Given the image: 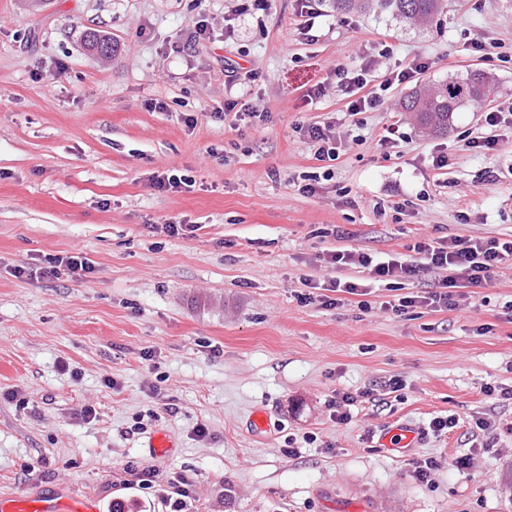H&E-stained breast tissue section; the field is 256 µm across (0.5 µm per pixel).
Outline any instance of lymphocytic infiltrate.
<instances>
[{
    "mask_svg": "<svg viewBox=\"0 0 512 512\" xmlns=\"http://www.w3.org/2000/svg\"><path fill=\"white\" fill-rule=\"evenodd\" d=\"M430 60L415 59L407 66L397 67L385 74L378 90L367 91L368 69L348 70L336 68V84L349 94L348 115L383 105L384 91L390 87L412 82L416 74L429 69ZM416 254L421 255V263L400 260L395 256L378 257L353 249L332 250L326 257L328 264L336 267L355 266L364 269L375 280L409 281L420 275L423 268L432 267L446 271L447 277L440 291L428 292L426 296L416 298L405 296L391 304L394 313L405 312L406 308L422 303L435 308L455 307L453 289L459 283L479 285L490 280L496 270L505 263L512 262V239H459L445 242L421 241L415 244Z\"/></svg>",
    "mask_w": 512,
    "mask_h": 512,
    "instance_id": "1",
    "label": "lymphocytic infiltrate"
}]
</instances>
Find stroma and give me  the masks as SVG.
I'll use <instances>...</instances> for the list:
<instances>
[{
	"instance_id": "35a3bbf8",
	"label": "stroma",
	"mask_w": 512,
	"mask_h": 512,
	"mask_svg": "<svg viewBox=\"0 0 512 512\" xmlns=\"http://www.w3.org/2000/svg\"><path fill=\"white\" fill-rule=\"evenodd\" d=\"M315 9L307 32L301 0L263 12L246 0H0V499L512 512V402L498 394L512 387V266L460 284L455 309L397 315L384 302L425 295L444 272L396 290L326 262L336 249L413 260L424 240L512 237V129L489 131L481 102L443 136L399 109L475 67L497 103L512 101V0H448L420 27L339 15L330 0ZM203 19L208 39L187 46ZM90 29L112 38L111 58L85 51ZM379 34L389 57L369 44ZM482 37L498 52H472ZM422 57L432 67L383 106L347 115L336 67L368 68L377 83ZM228 99L245 120L219 117ZM311 123L332 124L338 160L314 159L301 131ZM391 125L396 146L379 148ZM492 133L495 150L465 145ZM440 148L451 163L437 170ZM168 169L181 191L152 187ZM312 172L319 189L306 196L297 183ZM175 222L193 236L170 235ZM74 252L93 273L43 276L48 258ZM336 278L364 296L326 305ZM338 391L358 396L345 424L328 408ZM257 411L269 423L259 435ZM448 415L455 428L427 433ZM399 425L420 433L404 452L379 442ZM159 431L175 440L161 456L148 447ZM429 456L439 467L419 480L414 463Z\"/></svg>"
}]
</instances>
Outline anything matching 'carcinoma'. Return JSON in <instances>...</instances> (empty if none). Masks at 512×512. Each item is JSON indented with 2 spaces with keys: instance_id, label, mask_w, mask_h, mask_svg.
I'll list each match as a JSON object with an SVG mask.
<instances>
[{
  "instance_id": "1",
  "label": "carcinoma",
  "mask_w": 512,
  "mask_h": 512,
  "mask_svg": "<svg viewBox=\"0 0 512 512\" xmlns=\"http://www.w3.org/2000/svg\"><path fill=\"white\" fill-rule=\"evenodd\" d=\"M379 10H392L397 17L414 25L431 22L443 10L444 0H365ZM498 87L493 78L472 72L463 79H452L426 91H414L403 98L400 109L413 115L422 127L436 134L448 132L452 114L471 101L496 96Z\"/></svg>"
}]
</instances>
